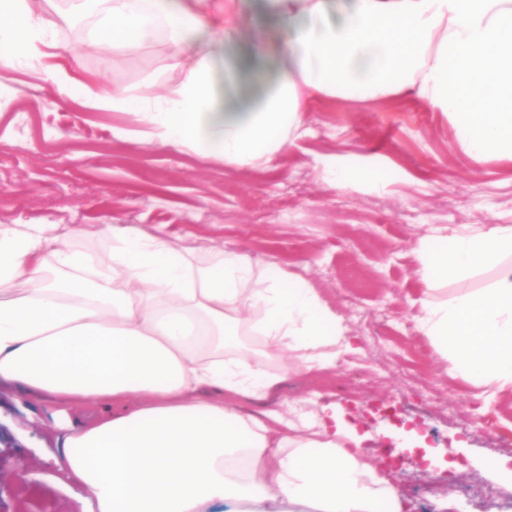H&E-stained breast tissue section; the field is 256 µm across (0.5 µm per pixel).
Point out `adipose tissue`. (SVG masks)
<instances>
[{
	"instance_id": "ef3b65f1",
	"label": "adipose tissue",
	"mask_w": 512,
	"mask_h": 512,
	"mask_svg": "<svg viewBox=\"0 0 512 512\" xmlns=\"http://www.w3.org/2000/svg\"><path fill=\"white\" fill-rule=\"evenodd\" d=\"M94 43L163 39L183 80L159 96L96 92L77 58L44 64L57 22L32 0H0V69L43 63L60 96L136 112L121 140L176 147L269 174L314 106L414 98L442 113L469 158L512 162V0H355L336 27L283 42L273 87L217 111L211 58L189 44L211 0H93ZM321 164L334 189L377 185V165ZM112 252L72 250L51 224L0 226V381L57 407L64 483L87 512H207L216 502L291 512H403L362 438L321 394L243 413L286 372L335 367L352 348L340 317L299 274L222 250L197 261L162 233L104 225ZM420 333L456 375L512 389V225L438 229L415 249ZM494 270L485 288L433 299L444 281ZM248 328L260 349L244 346ZM276 361L280 371L268 370ZM92 407L76 421L72 411Z\"/></svg>"
}]
</instances>
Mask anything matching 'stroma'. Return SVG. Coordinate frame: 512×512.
<instances>
[{"instance_id": "35a3bbf8", "label": "stroma", "mask_w": 512, "mask_h": 512, "mask_svg": "<svg viewBox=\"0 0 512 512\" xmlns=\"http://www.w3.org/2000/svg\"><path fill=\"white\" fill-rule=\"evenodd\" d=\"M351 0H325L321 16L283 18L264 0H242L235 36L205 32L193 50L212 52L216 95L224 59L250 66L263 53L274 79L282 35L339 25ZM58 19V53L77 50L85 74L150 97L178 83L168 48L156 40L132 50L93 44L95 13L73 0H40ZM311 136L277 161L271 175L225 168L175 147L121 142L113 128L136 129L134 112L66 104L39 65L0 70V225L53 224L71 248L106 256L100 228H163L198 259L240 249L253 259L303 275L342 318L352 352L335 370L291 377L264 402L267 410L319 390L342 407L373 457L395 446L391 474L411 512H512V485L489 469H512V390L456 376L449 359L416 329L421 285L415 248L434 227L512 224V165H473L447 119L417 103L339 102L306 113ZM338 161H386L382 185L332 190L316 155ZM63 431L53 407L0 388V512H82L56 485ZM40 473L22 485L20 472Z\"/></svg>"}]
</instances>
